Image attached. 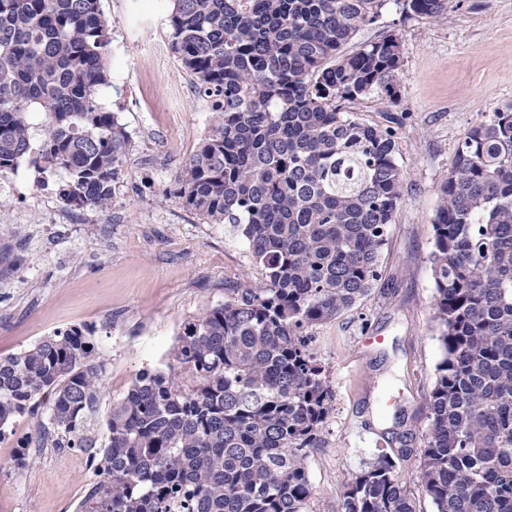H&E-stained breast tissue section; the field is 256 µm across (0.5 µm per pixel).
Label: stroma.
<instances>
[{"label":"stroma","mask_w":512,"mask_h":512,"mask_svg":"<svg viewBox=\"0 0 512 512\" xmlns=\"http://www.w3.org/2000/svg\"><path fill=\"white\" fill-rule=\"evenodd\" d=\"M100 5L112 82L98 99L130 137L111 206L65 207L44 189L65 172L26 159L14 194L0 197V357L57 330L89 328L106 366L102 413L89 428L98 448L108 440L106 411L140 371L166 368L182 324L262 278L243 239L203 223L177 195V172L211 114L169 51V0L145 13L136 0ZM385 30L401 44L398 100L369 98L349 110L394 131L402 199L369 296L307 331L333 395L322 442L305 460L313 512H342L348 484L387 438L424 445V400L442 359L430 263L440 186L468 130L512 105V0H453L439 21L386 0L348 47ZM51 400L37 396V416L17 418L0 437V512H76L95 480L88 452L38 446ZM21 439L30 448L22 470L14 465Z\"/></svg>","instance_id":"stroma-1"}]
</instances>
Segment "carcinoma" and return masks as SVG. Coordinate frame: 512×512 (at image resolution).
I'll list each match as a JSON object with an SVG mask.
<instances>
[{"label": "carcinoma", "mask_w": 512, "mask_h": 512, "mask_svg": "<svg viewBox=\"0 0 512 512\" xmlns=\"http://www.w3.org/2000/svg\"><path fill=\"white\" fill-rule=\"evenodd\" d=\"M167 42L207 98L212 129L179 172L189 210L246 244L262 280L185 323L168 371L146 369L87 431L105 363L86 330L0 358V437L54 393L39 443L90 453L77 512H312L305 458L333 410L308 327L367 297L401 201L394 132L344 102L396 94L400 42L344 50L385 0H171ZM450 0H408L438 18ZM108 28L99 0H0V173L32 153L63 169L74 210L106 209L129 146L103 110ZM430 254L442 360L427 395L419 480L435 512H512V107L472 127L440 187ZM355 474L343 512H416L398 463Z\"/></svg>", "instance_id": "1"}]
</instances>
